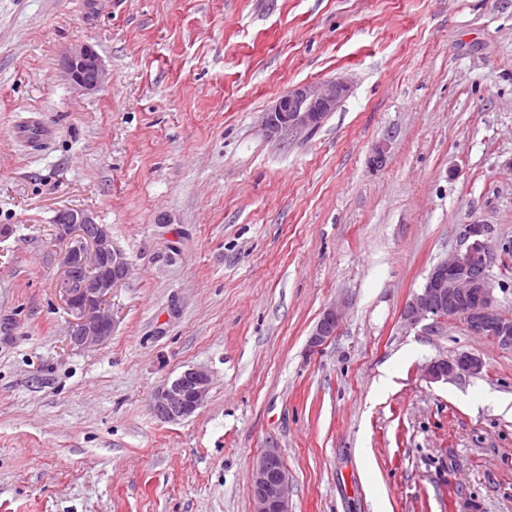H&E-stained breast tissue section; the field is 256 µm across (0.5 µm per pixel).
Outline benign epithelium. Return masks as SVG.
Instances as JSON below:
<instances>
[{
    "label": "benign epithelium",
    "instance_id": "1",
    "mask_svg": "<svg viewBox=\"0 0 512 512\" xmlns=\"http://www.w3.org/2000/svg\"><path fill=\"white\" fill-rule=\"evenodd\" d=\"M60 71L70 87L82 94L98 91L106 80L102 60L87 43L75 44L64 52ZM348 91L341 80L295 85L264 113L263 129L270 136L309 133L336 110ZM56 219L68 239L56 288L72 315L69 342L79 348L96 347L112 336V289L129 278L132 264L112 244L107 225L97 223L86 210L61 209ZM462 239L465 249L432 267L406 303L402 319L413 328L426 320L438 323L459 317L470 335L484 336L502 348L512 349V316L503 313L490 273L497 246L489 237L488 225H464ZM341 320V309L328 307L310 344L318 347L335 335ZM482 369L480 358L462 351L451 359L431 361L425 377L430 382H446L477 376ZM210 386L211 378L205 370L189 367L155 390L151 409L161 421L177 423L204 404ZM248 493L254 512H291L288 469L275 445L265 448L253 463Z\"/></svg>",
    "mask_w": 512,
    "mask_h": 512
}]
</instances>
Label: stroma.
Wrapping results in <instances>:
<instances>
[{"label":"stroma","mask_w":512,"mask_h":512,"mask_svg":"<svg viewBox=\"0 0 512 512\" xmlns=\"http://www.w3.org/2000/svg\"><path fill=\"white\" fill-rule=\"evenodd\" d=\"M81 42L90 95L60 74ZM329 80L318 130L265 134ZM63 207L133 265L91 349L55 288ZM473 222L512 244V0H0V512H254L272 444L292 512H512V349L402 319ZM462 351L480 375L426 380ZM191 366L206 403L160 421ZM60 71L70 87L82 94L95 93L106 80L102 60L87 43L75 44L64 52ZM348 91L341 80L295 85L264 113L263 129L269 136L310 133L336 110ZM342 320V311L336 305L328 307L318 321L311 336L310 344L313 347L320 346L328 338L335 335L336 329ZM210 386L211 378L205 370L189 367L155 390L151 409L161 421L177 423L190 417L204 404Z\"/></svg>","instance_id":"stroma-1"}]
</instances>
